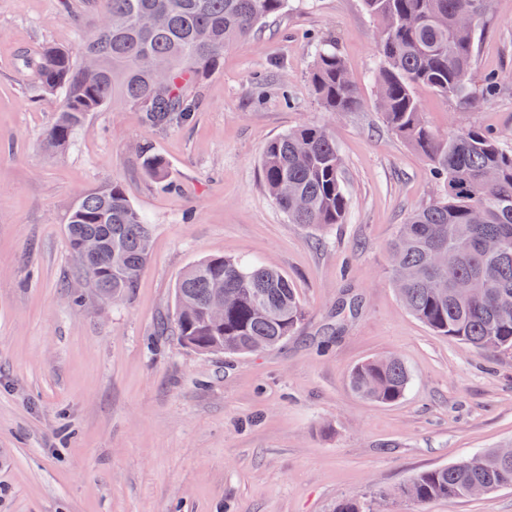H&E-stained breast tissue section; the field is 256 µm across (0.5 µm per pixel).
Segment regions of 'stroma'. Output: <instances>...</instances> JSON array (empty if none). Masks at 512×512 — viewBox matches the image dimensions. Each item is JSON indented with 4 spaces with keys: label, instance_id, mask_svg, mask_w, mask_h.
<instances>
[{
    "label": "stroma",
    "instance_id": "35a3bbf8",
    "mask_svg": "<svg viewBox=\"0 0 512 512\" xmlns=\"http://www.w3.org/2000/svg\"><path fill=\"white\" fill-rule=\"evenodd\" d=\"M96 23L91 0H0V512H332L356 496L374 512H512V488L393 495L512 440V357L435 335L391 286L386 245L440 188L375 107L377 22L362 0H290L196 86L186 126L151 129L118 100L47 150L58 101L37 97L28 62ZM328 38L356 111L324 112L312 91V49ZM491 74L502 87L488 101L419 89L426 122L512 146V0L482 26L472 82ZM306 122L332 130L350 199L345 222L320 231L289 223L260 175L265 145ZM145 143L169 189L142 169ZM110 181L152 226L148 266L119 304L75 288L65 224L77 196ZM212 256L286 272L307 310L300 334L234 358L158 335L175 283ZM350 297L357 312L338 315ZM390 354L411 375L403 399L357 396L350 371Z\"/></svg>",
    "mask_w": 512,
    "mask_h": 512
}]
</instances>
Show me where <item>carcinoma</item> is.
I'll return each instance as SVG.
<instances>
[{"label": "carcinoma", "instance_id": "cac0c4a2", "mask_svg": "<svg viewBox=\"0 0 512 512\" xmlns=\"http://www.w3.org/2000/svg\"><path fill=\"white\" fill-rule=\"evenodd\" d=\"M108 21L75 49L47 46L31 62L41 97L61 100L44 141L62 149L75 141L94 112L120 98L153 129L190 122L200 99L190 90L216 69L224 51L250 37L286 0H94ZM478 0H363L380 25L376 44V106L386 126L427 159L441 194L396 225L386 252L393 288L407 310L440 336L492 355L512 356V148L477 128L440 132L422 116L415 90L426 86L446 100H487L502 85L470 77L477 34L488 15ZM169 80L166 96L153 91L152 71ZM311 85L325 112H352L360 100L336 44H316ZM142 165L164 183L165 161L143 149ZM261 171L264 185L291 224L320 229L341 224L349 210L342 160L331 130L309 122L271 140ZM67 236L76 277L103 301L125 300L147 263L151 225L124 188L109 182L70 207ZM94 238L101 248L81 257L77 246ZM224 290V321L208 315L214 285ZM306 310L279 268L238 258L211 257L192 265L175 288L174 331L199 354L242 355L295 335ZM410 374L391 356L368 360L349 376L363 399L394 404ZM511 451H476L448 467L417 474L398 495L418 504L464 500L472 487L512 488ZM363 497L333 512H368Z\"/></svg>", "mask_w": 512, "mask_h": 512}]
</instances>
